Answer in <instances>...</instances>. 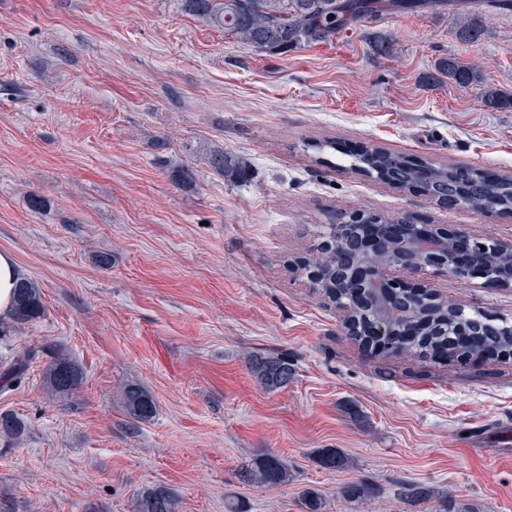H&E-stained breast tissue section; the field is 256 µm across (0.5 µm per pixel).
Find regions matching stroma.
Returning <instances> with one entry per match:
<instances>
[{
    "label": "stroma",
    "instance_id": "35a3bbf8",
    "mask_svg": "<svg viewBox=\"0 0 512 512\" xmlns=\"http://www.w3.org/2000/svg\"><path fill=\"white\" fill-rule=\"evenodd\" d=\"M463 11L482 21L476 44L455 35ZM376 34L395 56L377 53ZM443 58L477 64L480 81H435ZM488 87L512 96V10L486 0L381 8L283 54L236 42L179 0H0V252L44 304L0 336V359L39 351L0 392V419L22 426L0 443L12 512H132L159 485L180 512H304L306 490L324 512H512V356L362 344L290 267L329 213L354 208L512 242L511 214L448 208L350 168L351 152L375 145L512 177V105L488 106ZM319 141L328 149L313 151ZM217 147L247 161L245 180L211 173ZM172 162L191 183L172 181ZM415 279L512 324V288ZM59 353L80 385L54 397L44 373ZM276 355L292 374L269 389L250 362ZM130 385L153 399L149 418L129 414ZM327 450L340 466L320 465ZM265 453L288 463L279 488L240 477ZM361 481L378 495H343ZM406 482L430 497L404 498Z\"/></svg>",
    "mask_w": 512,
    "mask_h": 512
}]
</instances>
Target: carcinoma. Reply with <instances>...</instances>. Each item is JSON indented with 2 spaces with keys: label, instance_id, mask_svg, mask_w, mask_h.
Here are the masks:
<instances>
[{
  "label": "carcinoma",
  "instance_id": "carcinoma-1",
  "mask_svg": "<svg viewBox=\"0 0 512 512\" xmlns=\"http://www.w3.org/2000/svg\"><path fill=\"white\" fill-rule=\"evenodd\" d=\"M182 10L199 21L224 30L236 41L268 53L285 52L302 45L326 39L344 26L352 25L372 14L376 5L371 0H180ZM444 5L443 0H386L394 11H423ZM482 36V26L472 13L460 14L456 37L466 43H476ZM437 71L457 83L475 79L473 69L452 58L439 62ZM207 164L214 174L228 181H240L247 174L246 161L220 148L209 152ZM357 168L375 169L383 176L415 186L448 199V205L460 198L471 207H480L491 198L502 207H512V183L489 182L483 170L472 166H457L446 171L418 164L400 155L371 146L354 157ZM342 265L341 255L320 252L306 266L321 273L317 288L331 301H336V267ZM393 304L404 333L392 339L391 345L403 351L415 350L436 354L448 345V331L457 327L445 321L448 309L433 308L422 303L413 293H393ZM44 311L39 287L22 280L14 293L12 319L27 324L41 317ZM487 342L497 350L512 353V328L507 323L493 324ZM36 351L24 350L0 366V390L13 387L24 377ZM255 372L264 385L277 387L288 382L291 369L283 358L255 361ZM78 371L71 360L59 356L45 372L44 383L50 395H69L77 386ZM123 400L130 413L148 418L153 413V400L140 388L128 386ZM243 478L255 484L278 487L288 482V463L277 456L262 454L242 471ZM344 494L354 500H366L375 488L359 482L345 487ZM180 501L169 488L157 486L143 491L134 501L133 512H178Z\"/></svg>",
  "mask_w": 512,
  "mask_h": 512
}]
</instances>
